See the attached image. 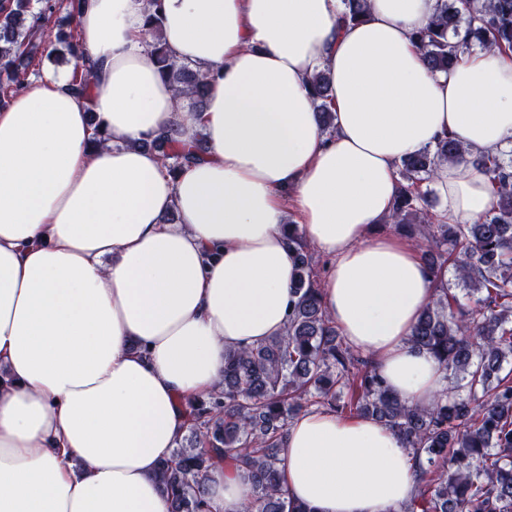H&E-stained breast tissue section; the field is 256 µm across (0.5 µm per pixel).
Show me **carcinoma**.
<instances>
[{
	"mask_svg": "<svg viewBox=\"0 0 512 512\" xmlns=\"http://www.w3.org/2000/svg\"><path fill=\"white\" fill-rule=\"evenodd\" d=\"M368 0H347L344 20L358 21ZM81 0H0V107L27 86L35 56L51 58L62 44L73 63L72 89L87 91L74 31L48 29L55 17L72 25ZM148 50L158 71L200 112L206 74L175 62L161 39L162 0H146ZM428 67L446 72L459 48L478 44L512 54V0H439L435 16L411 33ZM312 88L324 130L333 131L330 78ZM143 146L176 175L196 159L161 134ZM455 140L439 141L398 166V189L388 223L414 224L428 246L427 264L440 277L453 271L470 303L442 288L422 311L410 341L433 354L453 380L422 407L390 394L371 361L351 350L328 317L314 253L298 228L293 293L297 301L280 336L225 353L224 383L189 404L187 444L161 463L158 478L170 512H219L206 498L205 478L216 461L246 467L252 492L245 512H311L288 499L279 477L280 442L289 419L312 407L368 415L393 430L418 462L423 485L403 512H512V150L481 160L498 197L496 208L471 224H448L432 211L435 167L461 159ZM355 397L345 401L346 387Z\"/></svg>",
	"mask_w": 512,
	"mask_h": 512,
	"instance_id": "cac0c4a2",
	"label": "carcinoma"
}]
</instances>
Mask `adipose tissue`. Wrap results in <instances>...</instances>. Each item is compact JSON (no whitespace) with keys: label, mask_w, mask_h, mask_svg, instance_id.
Segmentation results:
<instances>
[{"label":"adipose tissue","mask_w":512,"mask_h":512,"mask_svg":"<svg viewBox=\"0 0 512 512\" xmlns=\"http://www.w3.org/2000/svg\"><path fill=\"white\" fill-rule=\"evenodd\" d=\"M436 9L368 0L345 24L343 0H163L168 52L210 77L192 112L147 50L141 0H83L88 94L51 72L0 109V512H168L155 474L188 401L222 384L228 349L288 324L292 224L329 260L326 312L390 392L427 405L447 390L409 341L440 284L417 247L370 230L400 160L445 136L466 154L435 169L438 214L493 209L478 160L512 149V57L465 48L430 71L410 34ZM321 72L329 133L310 89ZM160 133L206 149L168 176L142 146ZM281 448V484L312 512H399L422 485L370 416L302 412ZM205 487L221 512L251 494L232 463Z\"/></svg>","instance_id":"ef3b65f1"}]
</instances>
